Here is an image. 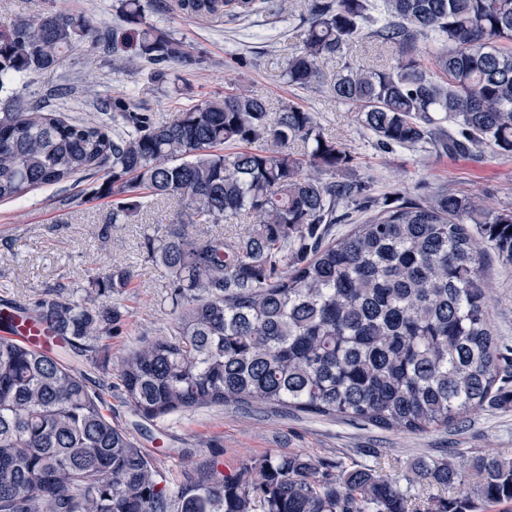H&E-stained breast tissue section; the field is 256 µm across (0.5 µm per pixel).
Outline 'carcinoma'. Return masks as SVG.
<instances>
[{
    "instance_id": "cac0c4a2",
    "label": "carcinoma",
    "mask_w": 512,
    "mask_h": 512,
    "mask_svg": "<svg viewBox=\"0 0 512 512\" xmlns=\"http://www.w3.org/2000/svg\"><path fill=\"white\" fill-rule=\"evenodd\" d=\"M265 0H177L191 18L234 22ZM129 32L112 52L161 66L199 64L183 42L143 25L140 0H120ZM444 47L433 69L418 41ZM95 37L82 14L48 11L0 24V201L77 176L115 197L120 217L147 197L181 207L152 247L173 277L171 334L126 356L118 378L138 415L259 403L402 432L461 422L500 392L512 358L488 311V244L512 262V210L465 195L396 197L349 233L328 238L340 209L369 207L353 156L316 117L288 102L273 117L244 87L158 123L127 101L102 103L112 130L24 105L16 86L51 74ZM372 38L395 63L365 70L346 51ZM303 50L288 84L320 82V63L344 60L335 97L357 112L383 150L429 146L478 157L512 153V0H311ZM292 145L303 149L296 154ZM252 218L229 240L188 224ZM113 267L92 278L102 295L129 287ZM33 320L70 346L112 332L122 313L45 290ZM102 396L50 353L0 340V512H418L409 489L371 467L334 474L304 454L269 457L245 471L209 469L177 493L131 433L112 425ZM474 494L432 498L427 512H478L512 501V460L472 455ZM415 479L451 489L465 470L419 459Z\"/></svg>"
}]
</instances>
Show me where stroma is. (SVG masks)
Listing matches in <instances>:
<instances>
[{"label": "stroma", "instance_id": "obj_1", "mask_svg": "<svg viewBox=\"0 0 512 512\" xmlns=\"http://www.w3.org/2000/svg\"><path fill=\"white\" fill-rule=\"evenodd\" d=\"M310 0H272L269 11L237 22H211L180 14L175 0H149L144 20L181 40L201 63L178 68L177 82L151 79L140 62H115L103 36L121 27L116 0H0V22L42 12L84 14L99 38L80 44L52 76L30 80L27 101L45 99L52 87L66 93L49 101L61 115L102 120L99 101L121 98L151 113L158 122L175 118L182 107L220 97L225 87L243 85L264 98L271 110L293 101L313 112L325 137L344 145L355 158V172L370 183L372 201L428 191L473 195L500 209L512 208V156L485 151L478 159L449 156L426 148L381 151L338 101L329 84L341 67L325 60L323 79L302 90L287 84L289 58L302 46V26ZM92 181L74 178L21 198L0 203V305L30 309L46 287L86 305H111L123 314L119 331L103 336L92 352L69 362L103 392L113 425L133 435L168 488L195 471L214 467L234 475L262 457L303 453L354 469L376 466L392 480L405 481L420 458L452 453L512 459V401H494L468 415L457 427L427 433L387 430L252 403L177 412L148 420L136 416L118 386V368L142 341L168 335L176 314L171 275L156 263L149 243L161 236L164 220L176 219L174 202L146 199L138 210L113 219L111 199L92 196ZM132 269L129 288L97 295L92 277L112 266ZM483 274L490 286L489 312L497 335L512 346V263L488 251Z\"/></svg>", "mask_w": 512, "mask_h": 512}]
</instances>
